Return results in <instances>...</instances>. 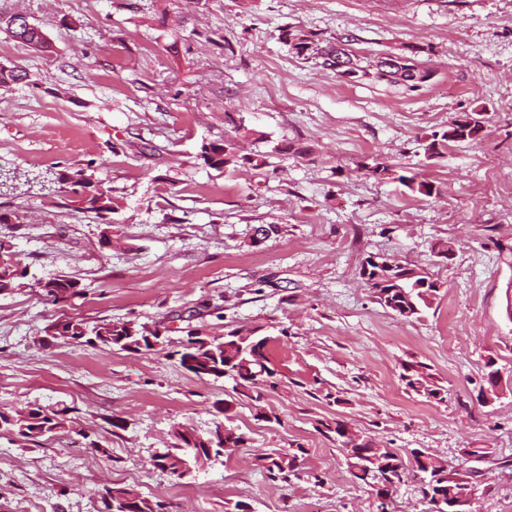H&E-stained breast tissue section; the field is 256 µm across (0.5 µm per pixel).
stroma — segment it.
<instances>
[{
    "mask_svg": "<svg viewBox=\"0 0 512 512\" xmlns=\"http://www.w3.org/2000/svg\"><path fill=\"white\" fill-rule=\"evenodd\" d=\"M15 14L51 48L0 30V68L26 74L0 84V171L14 178L0 239L27 270L0 292V410L69 412L39 443L0 432V512H101L108 487L169 512H377L339 421L403 462L389 512H429L415 448L471 476L477 512H512V0H0ZM287 28L323 47L347 37L365 66L414 59L429 78L346 80L292 53ZM472 111L481 139L426 159L432 132ZM224 140L265 165L209 167L202 145ZM375 162L439 192L402 193L366 174ZM81 168L109 189L107 219L68 193ZM440 240L451 260L433 254ZM378 252L441 283L421 319L375 300L360 268ZM60 276L81 293L54 304L39 284ZM62 320L132 322L168 345L66 341ZM254 328L280 373L260 401L174 355L188 333ZM490 361L502 392L486 405ZM407 362L429 365L445 402L407 392ZM228 413L243 448L190 479L156 467L177 425L204 434ZM298 444L296 473L269 478L258 454Z\"/></svg>",
    "mask_w": 512,
    "mask_h": 512,
    "instance_id": "35a3bbf8",
    "label": "stroma"
}]
</instances>
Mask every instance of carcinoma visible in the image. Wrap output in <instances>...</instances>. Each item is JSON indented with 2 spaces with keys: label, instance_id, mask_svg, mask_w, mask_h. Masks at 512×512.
<instances>
[{
  "label": "carcinoma",
  "instance_id": "obj_1",
  "mask_svg": "<svg viewBox=\"0 0 512 512\" xmlns=\"http://www.w3.org/2000/svg\"><path fill=\"white\" fill-rule=\"evenodd\" d=\"M15 38L36 50L43 51L49 47V42L43 29L36 31L27 27L25 20L12 15L6 19L0 18V24ZM283 42L299 57L308 59H322V66L334 64L336 60L343 59L348 69L360 71V78L373 76L377 79L387 80L395 84H403L411 89L426 80V75L416 72V76L391 74L383 75L377 71L370 73L360 65V59L344 48L342 40H337L336 46L325 49L310 39L303 30L285 29L282 31ZM346 69V70H348ZM346 70L339 69L337 73L344 75ZM484 125L482 119L468 112H462L446 130L435 131L431 141L425 145L427 157H438L448 143L476 142L481 139ZM201 156L211 168L226 169L230 166L238 167L245 164H264L262 155L253 158L247 155L240 156L232 143L210 142L202 146ZM396 180L413 193L425 197L433 196L435 187L432 182L418 178L414 173L410 176L400 175ZM68 193L77 202L84 205V209L93 212L102 220L112 213V197L109 191L102 188H93L91 177L80 169L68 181ZM14 255L13 245L6 239H0V291L13 288L19 278L26 277V270L18 262H13L10 256ZM387 258L383 254L368 255L362 265L361 273L369 284L377 302L391 310L397 317L405 321L417 320L426 309L432 308L435 301L440 299L441 285L433 279L428 272L416 265L390 267L386 265ZM75 282L65 278H55L40 284L43 294L53 302H59L80 294L72 290ZM55 334L68 340L79 342L86 340L90 344H100L111 348L118 346L123 350L140 352L150 351L153 345L150 340H160L158 332H147L138 329L132 323L114 325L105 323L87 330L83 324L74 321H60L54 326ZM225 348L217 345L205 344L204 339L188 334L186 344L176 354L183 355L188 345L194 344L196 348L191 351V357L196 360L197 367L193 374H202L204 377L215 380L228 378L234 381L235 390L243 396L254 401L262 399L265 392L277 385V371L270 367L267 356V345L270 338L257 336L255 332L242 334L232 331L224 336ZM402 380L408 389L428 400L443 402L448 396V390L437 385L427 367L422 364L403 365ZM66 410H49L40 405H27L12 412L0 411V431L12 432L20 438L38 442L49 433H54L63 425V415ZM336 435L342 438V446L348 451L352 466L358 470L356 477L365 480L375 475L382 476L386 481L399 483L403 477L401 460L386 448L376 449L365 438L348 429L344 423H336ZM173 437V450H168L156 456V466L161 470L183 478L182 469L194 463L193 451L180 430H175ZM426 452L420 450L413 455L417 471L423 473L424 482L421 486L423 497L428 499L429 512H452L448 507V482L441 478L445 468H436L422 460ZM262 463L273 477L285 479L292 472L298 461V454H278L274 452L258 455ZM104 512H168L161 501H152L131 488L112 487L105 489L102 494Z\"/></svg>",
  "mask_w": 512,
  "mask_h": 512
}]
</instances>
